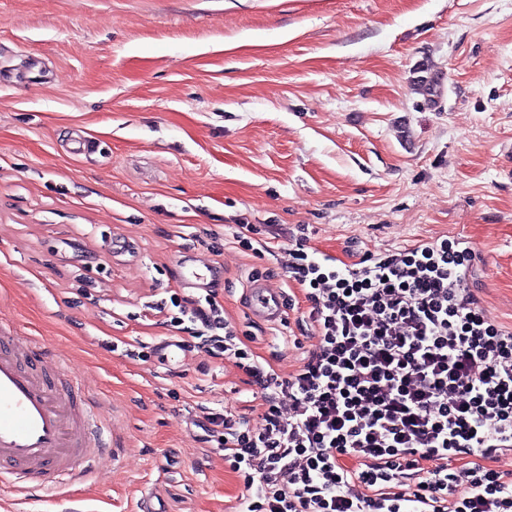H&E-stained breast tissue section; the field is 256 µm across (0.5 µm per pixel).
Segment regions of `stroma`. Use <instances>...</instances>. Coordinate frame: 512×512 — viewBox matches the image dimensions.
Wrapping results in <instances>:
<instances>
[{
    "instance_id": "35a3bbf8",
    "label": "stroma",
    "mask_w": 512,
    "mask_h": 512,
    "mask_svg": "<svg viewBox=\"0 0 512 512\" xmlns=\"http://www.w3.org/2000/svg\"><path fill=\"white\" fill-rule=\"evenodd\" d=\"M300 236L348 264L463 240L512 328V0H0V323L82 383L109 443L51 492L0 485V512H237L204 427L251 387L148 307L196 300L194 267L290 373L313 343ZM257 281L283 321L250 313Z\"/></svg>"
}]
</instances>
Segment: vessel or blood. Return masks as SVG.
I'll use <instances>...</instances> for the list:
<instances>
[{
	"label": "vessel or blood",
	"mask_w": 512,
	"mask_h": 512,
	"mask_svg": "<svg viewBox=\"0 0 512 512\" xmlns=\"http://www.w3.org/2000/svg\"><path fill=\"white\" fill-rule=\"evenodd\" d=\"M252 314L281 320V294L250 288ZM41 345L17 332H0V481L58 483L85 469L98 448L93 414L80 383L63 392L45 369L36 367Z\"/></svg>",
	"instance_id": "vessel-or-blood-1"
}]
</instances>
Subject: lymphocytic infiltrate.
Wrapping results in <instances>:
<instances>
[{"mask_svg": "<svg viewBox=\"0 0 512 512\" xmlns=\"http://www.w3.org/2000/svg\"><path fill=\"white\" fill-rule=\"evenodd\" d=\"M288 254L316 340L292 373L244 347L213 295L172 319L214 332L256 388L259 426L208 416L240 512H512L492 467L512 452V329L485 318L471 249L438 239L354 267L300 237Z\"/></svg>", "mask_w": 512, "mask_h": 512, "instance_id": "f902f5d3", "label": "lymphocytic infiltrate"}]
</instances>
